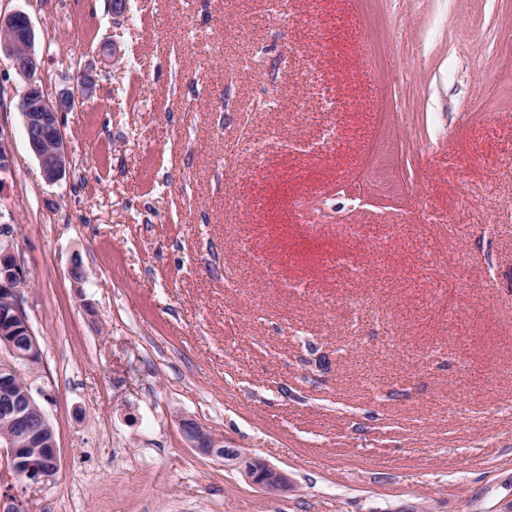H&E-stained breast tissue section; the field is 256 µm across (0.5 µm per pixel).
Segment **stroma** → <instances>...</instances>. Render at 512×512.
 <instances>
[{"label": "stroma", "instance_id": "obj_1", "mask_svg": "<svg viewBox=\"0 0 512 512\" xmlns=\"http://www.w3.org/2000/svg\"><path fill=\"white\" fill-rule=\"evenodd\" d=\"M16 11L74 99L49 184L0 53V224L59 448L23 512H512V0ZM368 172L389 198L356 191ZM185 416L287 490L190 448Z\"/></svg>", "mask_w": 512, "mask_h": 512}]
</instances>
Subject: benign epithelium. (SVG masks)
Returning a JSON list of instances; mask_svg holds the SVG:
<instances>
[{
	"mask_svg": "<svg viewBox=\"0 0 512 512\" xmlns=\"http://www.w3.org/2000/svg\"><path fill=\"white\" fill-rule=\"evenodd\" d=\"M35 32L29 16L16 11L0 16V52L9 57L16 73L25 82L21 111L29 148L39 163L44 181H60L69 168L62 115L71 101H52L37 81L38 57L34 50ZM28 271L16 253L10 235L0 237V286L5 297L0 302V419L12 426L13 433L0 443L3 469L0 479L7 478L6 488L13 489L15 479L25 484L49 480L59 466L55 435H50L44 448L34 452L27 447L31 423L39 417L48 419L34 399L31 388L25 387L24 401L17 403L13 385L40 364L42 355L24 307V288ZM188 445L198 453L224 461V466L240 471L248 480L269 492L285 489L288 475L265 460L246 454L238 448L224 447V439L192 417L179 421Z\"/></svg>",
	"mask_w": 512,
	"mask_h": 512,
	"instance_id": "7a95c632",
	"label": "benign epithelium"
}]
</instances>
